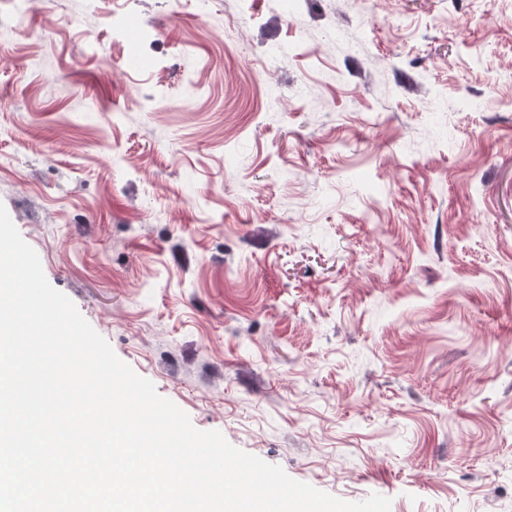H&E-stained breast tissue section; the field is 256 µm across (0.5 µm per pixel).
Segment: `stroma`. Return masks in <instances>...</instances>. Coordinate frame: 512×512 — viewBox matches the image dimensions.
Segmentation results:
<instances>
[{
	"instance_id": "1",
	"label": "stroma",
	"mask_w": 512,
	"mask_h": 512,
	"mask_svg": "<svg viewBox=\"0 0 512 512\" xmlns=\"http://www.w3.org/2000/svg\"><path fill=\"white\" fill-rule=\"evenodd\" d=\"M0 203L196 428L512 512V0H0Z\"/></svg>"
}]
</instances>
